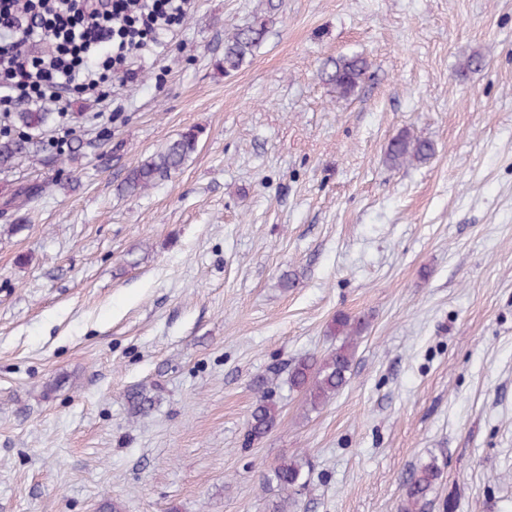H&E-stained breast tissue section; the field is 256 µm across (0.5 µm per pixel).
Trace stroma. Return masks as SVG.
<instances>
[{
  "label": "stroma",
  "mask_w": 512,
  "mask_h": 512,
  "mask_svg": "<svg viewBox=\"0 0 512 512\" xmlns=\"http://www.w3.org/2000/svg\"><path fill=\"white\" fill-rule=\"evenodd\" d=\"M350 54L370 67L339 98L320 72ZM106 89L53 108L77 159L0 174V203L46 187L0 206V512H268L292 456L296 512H400L432 459L425 512H512V0H196ZM190 128L178 174L118 193ZM404 131L433 156L392 166ZM341 314L364 327L314 409L288 369ZM264 378L278 421L252 440ZM276 10L277 5L270 3L269 10L263 16H257L249 25L236 29L224 41V58L219 63L225 75L237 71L261 45L269 26L274 22ZM303 464L295 459L283 460L267 476L269 484L275 483L280 491L278 500L268 506L269 512H295L296 495L307 483ZM440 477L441 469L433 459L413 470L405 483L403 512H424Z\"/></svg>",
  "instance_id": "35a3bbf8"
}]
</instances>
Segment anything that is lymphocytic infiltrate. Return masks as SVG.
<instances>
[{"label": "lymphocytic infiltrate", "mask_w": 512, "mask_h": 512, "mask_svg": "<svg viewBox=\"0 0 512 512\" xmlns=\"http://www.w3.org/2000/svg\"><path fill=\"white\" fill-rule=\"evenodd\" d=\"M194 0H0V109L74 90L102 102L106 76L126 78L136 58L190 13ZM53 45L36 54L38 43Z\"/></svg>", "instance_id": "obj_1"}]
</instances>
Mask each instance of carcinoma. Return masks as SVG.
I'll return each mask as SVG.
<instances>
[{
  "label": "carcinoma",
  "instance_id": "carcinoma-1",
  "mask_svg": "<svg viewBox=\"0 0 512 512\" xmlns=\"http://www.w3.org/2000/svg\"><path fill=\"white\" fill-rule=\"evenodd\" d=\"M276 10V5H269L264 15L236 29L224 41V58L221 61L224 73L238 70L247 57L253 55L273 24ZM368 69V61L361 56H340L326 64L321 77L337 96L348 97L359 87ZM51 118L52 113L39 110L10 113L7 130L0 131V172L11 170L22 155L40 150V145L34 141V132L46 127ZM198 138L199 131L195 129L178 134L131 168L118 191L136 194L171 176L184 166L187 158L196 150ZM433 153L431 141L402 132L390 141L387 159L391 165L400 166L411 161H426ZM352 357V344L349 342L320 359L305 357L289 370V385L304 392L306 400L316 409L345 386ZM277 417V406L270 391L262 390L251 414L250 434L258 437L267 433L277 424ZM440 477L441 469L433 459L413 470L405 483L403 512H424ZM267 482L276 485L280 491L278 500L269 506V512H295L296 495L307 483L303 464L295 459L283 460L271 470Z\"/></svg>",
  "mask_w": 512,
  "mask_h": 512
}]
</instances>
